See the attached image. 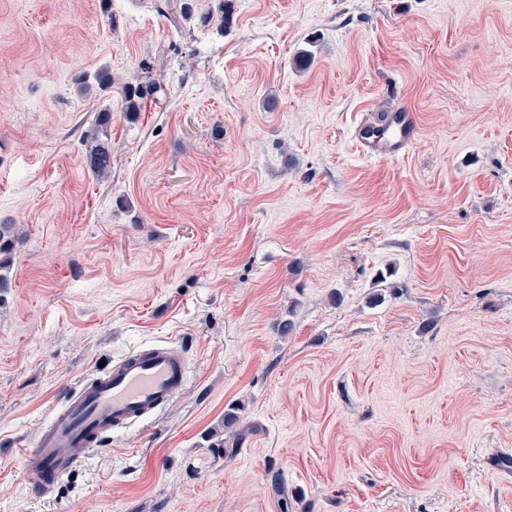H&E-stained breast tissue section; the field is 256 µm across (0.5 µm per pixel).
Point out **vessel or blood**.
<instances>
[{"instance_id":"obj_1","label":"vessel or blood","mask_w":512,"mask_h":512,"mask_svg":"<svg viewBox=\"0 0 512 512\" xmlns=\"http://www.w3.org/2000/svg\"><path fill=\"white\" fill-rule=\"evenodd\" d=\"M419 134L418 117L405 106L359 122L352 134L360 156L369 161H396ZM191 360L168 342H153L112 360L71 389L49 422L24 449L21 463L41 493L87 460L93 448L112 433L159 414L189 384Z\"/></svg>"}]
</instances>
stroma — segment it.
Masks as SVG:
<instances>
[{
	"instance_id": "35a3bbf8",
	"label": "stroma",
	"mask_w": 512,
	"mask_h": 512,
	"mask_svg": "<svg viewBox=\"0 0 512 512\" xmlns=\"http://www.w3.org/2000/svg\"><path fill=\"white\" fill-rule=\"evenodd\" d=\"M226 10L0 0V512H512V0ZM143 61L167 94L119 112ZM393 102L415 146L361 160ZM159 340L189 386L37 495L53 405ZM112 117L110 111L100 112L96 121V127L103 128L108 125ZM95 129V130H97ZM91 134L90 149L88 152V163L91 171L96 176H104L112 171V146L106 140H102L97 135V131ZM16 237L15 225L0 224V271L9 268L11 265Z\"/></svg>"
}]
</instances>
